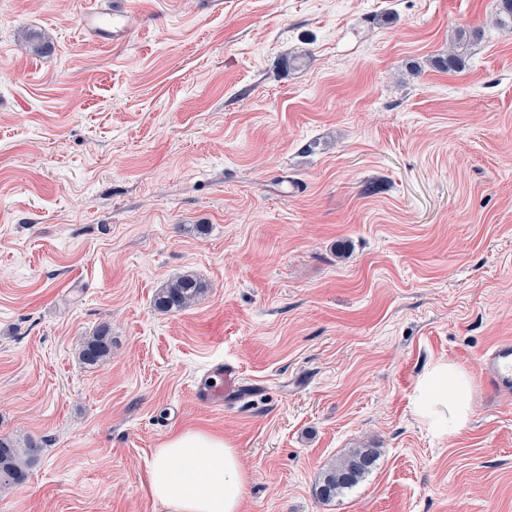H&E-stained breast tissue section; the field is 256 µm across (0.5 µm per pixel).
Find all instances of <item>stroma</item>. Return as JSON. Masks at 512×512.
<instances>
[{
  "instance_id": "35a3bbf8",
  "label": "stroma",
  "mask_w": 512,
  "mask_h": 512,
  "mask_svg": "<svg viewBox=\"0 0 512 512\" xmlns=\"http://www.w3.org/2000/svg\"><path fill=\"white\" fill-rule=\"evenodd\" d=\"M88 2L0 0V436L43 447L0 512H162L152 452L191 428L237 449L243 512H512V392L477 369L512 337L497 0H131L115 45ZM185 272L207 293L156 309ZM440 360L473 386L447 433L414 414ZM218 361L249 386L219 410ZM354 448L375 469L318 499ZM482 31L469 27L459 28L455 32L452 47L448 48V53L435 57L432 60V66L442 71L457 72L466 63V51L471 43L481 39ZM112 354V335L106 325L84 339L80 347V359L87 366H95ZM209 380L213 384H209ZM246 387L240 370L230 363H217L211 366L197 385V394L202 402L210 407H223L224 398L237 396Z\"/></svg>"
}]
</instances>
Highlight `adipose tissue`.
<instances>
[{
  "label": "adipose tissue",
  "instance_id": "adipose-tissue-1",
  "mask_svg": "<svg viewBox=\"0 0 512 512\" xmlns=\"http://www.w3.org/2000/svg\"><path fill=\"white\" fill-rule=\"evenodd\" d=\"M470 391L464 369L437 362L417 383L415 414L434 426L461 427L470 417ZM246 483L236 449L201 429L172 433L147 470L148 492L164 512H242Z\"/></svg>",
  "mask_w": 512,
  "mask_h": 512
}]
</instances>
